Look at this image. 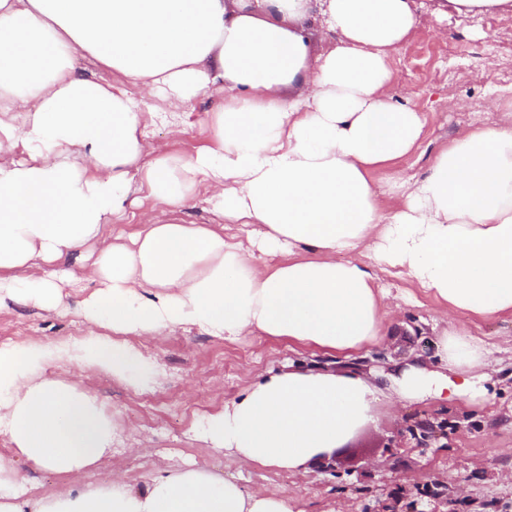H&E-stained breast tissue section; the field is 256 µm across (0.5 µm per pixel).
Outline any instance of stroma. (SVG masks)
I'll return each instance as SVG.
<instances>
[{
	"mask_svg": "<svg viewBox=\"0 0 512 512\" xmlns=\"http://www.w3.org/2000/svg\"><path fill=\"white\" fill-rule=\"evenodd\" d=\"M440 5L441 0H415L417 25L393 61L400 77L394 95L409 98L428 114L424 137L398 164L406 177H423L441 146L471 121L512 125V15L442 19ZM450 89L464 100V109L437 108L436 99ZM225 96V90H209L197 111L177 126L155 128L151 140L167 143L180 155L195 153L213 137L206 110ZM376 284L386 294L396 328L349 358L315 354L266 336L227 342L195 329L138 340L162 370L150 392L152 404H143L141 392L107 376L87 385L111 411L116 434L95 481L107 484L120 475L139 485L157 469L193 459L235 479L245 491L287 497L294 512H503L504 503L512 502L511 315L463 319L499 361L486 383L496 395L494 405L433 399L395 403L381 394L374 420L346 437L345 449L329 467L315 462L302 475L255 468L195 437L199 417L223 410L254 382L291 369L353 372L381 387L387 384L386 373L407 363L438 370L445 304L411 280L385 272L378 273ZM85 332L73 315L17 305L0 310V344L53 342ZM425 422L434 433L424 445L420 426Z\"/></svg>",
	"mask_w": 512,
	"mask_h": 512,
	"instance_id": "1",
	"label": "stroma"
}]
</instances>
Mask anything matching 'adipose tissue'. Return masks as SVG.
I'll return each instance as SVG.
<instances>
[{
    "label": "adipose tissue",
    "instance_id": "obj_1",
    "mask_svg": "<svg viewBox=\"0 0 512 512\" xmlns=\"http://www.w3.org/2000/svg\"><path fill=\"white\" fill-rule=\"evenodd\" d=\"M318 19L335 36L320 52L309 33ZM415 25L411 0H0V309L65 315V287H93L77 311L85 335L0 344V435L71 479L44 497L0 463V512H292L193 461L138 488L91 482L114 442L112 417L50 370L74 364L147 389L161 371L132 337L190 327L347 356L395 325L378 268L448 306L445 372L389 375L393 397L493 401L474 373L489 364L487 344L459 317L512 314V127L473 122L424 177L391 176L381 193L370 179L424 132V112L389 91L390 59ZM79 54L118 82L79 74ZM217 84L228 94L207 112L212 145L183 156L148 140L150 126L177 124ZM202 186L221 223L176 220ZM143 192L165 215L141 213L138 232L106 237ZM228 224L257 226L251 250L225 239ZM260 254L284 261L261 265ZM43 265L47 275H31ZM378 395L353 375L283 372L194 432L298 473L372 420Z\"/></svg>",
    "mask_w": 512,
    "mask_h": 512
}]
</instances>
